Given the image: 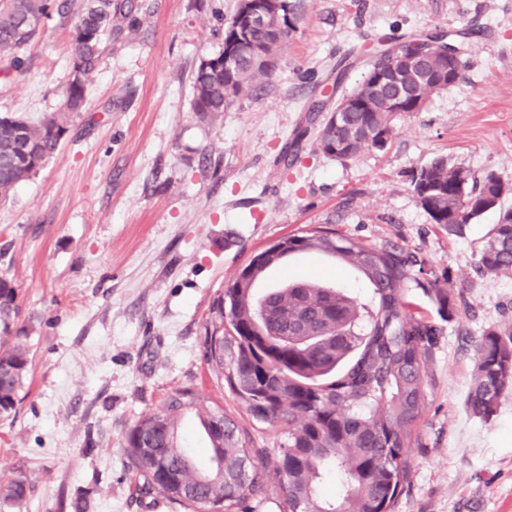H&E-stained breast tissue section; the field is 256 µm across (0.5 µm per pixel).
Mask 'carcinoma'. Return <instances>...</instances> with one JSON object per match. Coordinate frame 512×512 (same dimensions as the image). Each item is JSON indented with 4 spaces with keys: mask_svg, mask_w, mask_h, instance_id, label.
I'll return each mask as SVG.
<instances>
[{
    "mask_svg": "<svg viewBox=\"0 0 512 512\" xmlns=\"http://www.w3.org/2000/svg\"><path fill=\"white\" fill-rule=\"evenodd\" d=\"M129 0H87L69 17L67 0H0V60L3 76L25 72L23 53L49 19L71 25L70 77L61 111L37 123L0 116V202L51 158L67 132V116L86 98L89 75L106 52L105 34L131 17ZM296 5L283 0L264 25L246 27L241 12L224 25V43L246 29L253 53L232 65L218 53L200 62L192 82V111L213 118L271 78L264 59L280 58L298 24ZM440 56L409 71L397 67L386 83L369 73L348 92L351 111L326 124L314 150L337 160L366 149L383 150L396 112H419L442 80ZM413 190L433 223L462 235L468 224L500 209L477 250V265L489 276L512 275V209H501V182L492 172L478 179L437 156L412 178ZM292 252H322L363 275L366 297L311 279H295L259 296L255 284L271 268L266 252L241 270L217 297L206 322L203 345L211 371L245 404L252 418L284 436L279 448V512H391L409 475L407 448L427 408L426 365L443 336L440 321L408 310L406 295L420 289L441 321L455 304L441 277L425 273L417 252L376 246L329 229L288 237ZM19 315L17 291L0 278V415L16 410L31 367L23 337L12 335ZM473 386L466 399L475 417L490 419L501 396L512 389V324L487 329L474 341ZM194 415L208 438V466L198 465L181 443L180 429ZM251 438L219 404L191 387L174 390L136 420L125 435L126 465L142 495L157 494L200 512H249L268 496L261 458ZM336 478L333 495L323 492ZM31 491L25 475L0 486V499L16 507ZM90 492L61 501L60 512H90Z\"/></svg>",
    "mask_w": 512,
    "mask_h": 512,
    "instance_id": "1",
    "label": "carcinoma"
}]
</instances>
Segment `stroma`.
<instances>
[{"label": "stroma", "instance_id": "1", "mask_svg": "<svg viewBox=\"0 0 512 512\" xmlns=\"http://www.w3.org/2000/svg\"><path fill=\"white\" fill-rule=\"evenodd\" d=\"M238 0H132L70 114L60 150L0 204V277L12 282L32 364L15 413L0 416V484L26 474L24 512H58L60 491L91 493L93 512H182L139 496L125 433L173 390L223 405L267 449L279 512L281 439L253 428L245 405L204 358V325L254 252L327 227L418 252L462 299L427 366V409L408 450L394 512H512V391L489 420L471 416L474 340L512 322V276L480 272L476 252L498 211L463 236L433 224L411 176L433 157L475 176L494 172L512 208V0H295L299 23L269 81L213 120L191 108L200 61L224 47ZM463 30L464 78L419 112H398L392 138L338 161L295 142L319 122L309 108L348 92L379 39ZM69 26L50 20L25 74L0 81V115L58 111L69 75ZM348 58L344 81L332 71ZM307 272L363 279L316 253L288 257L269 282Z\"/></svg>", "mask_w": 512, "mask_h": 512}]
</instances>
